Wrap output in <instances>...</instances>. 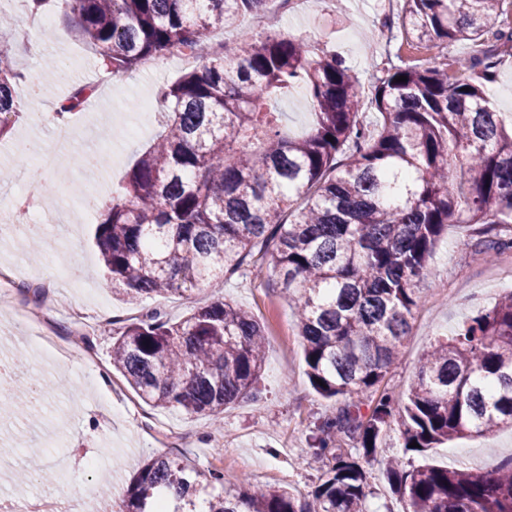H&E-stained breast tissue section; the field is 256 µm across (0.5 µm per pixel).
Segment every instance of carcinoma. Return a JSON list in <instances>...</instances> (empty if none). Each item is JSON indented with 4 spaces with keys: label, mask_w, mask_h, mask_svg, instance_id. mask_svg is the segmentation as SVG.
<instances>
[{
    "label": "carcinoma",
    "mask_w": 512,
    "mask_h": 512,
    "mask_svg": "<svg viewBox=\"0 0 512 512\" xmlns=\"http://www.w3.org/2000/svg\"><path fill=\"white\" fill-rule=\"evenodd\" d=\"M55 2L99 55L100 71L120 76L265 11L269 0ZM400 27L420 40H467L474 51L453 76L418 64L385 70L374 87L378 130L363 122L358 77L340 56L244 31L162 89L161 134L123 196L93 204L102 265L130 303L191 293L272 251L311 386L345 401L317 425L312 455L323 474L309 500L285 489L224 492L221 472L157 455L116 512H363L361 460L387 431L398 430L404 451L422 453L512 428V293L437 340L406 396L385 384L448 225H468L491 261L512 252V118L486 93L512 50L503 0H405ZM21 78L1 48L0 135L17 112ZM299 89L312 121L292 136L269 101ZM93 93L72 87L58 116ZM264 340L259 320L221 300L179 320L155 310L118 332L112 365L146 404L217 420L257 381ZM30 391L26 384L0 397V416L26 415ZM384 477L407 498V512H512V458L487 473L431 464L405 471L393 458Z\"/></svg>",
    "instance_id": "cac0c4a2"
}]
</instances>
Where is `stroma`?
Here are the masks:
<instances>
[{
  "label": "stroma",
  "mask_w": 512,
  "mask_h": 512,
  "mask_svg": "<svg viewBox=\"0 0 512 512\" xmlns=\"http://www.w3.org/2000/svg\"><path fill=\"white\" fill-rule=\"evenodd\" d=\"M403 10L404 0H346L344 13L336 14L325 0H316L308 10L281 12L276 30L336 52L366 86L384 69L403 62L440 68L470 52V44L464 41L410 47L399 25ZM4 40L26 81L16 88L20 112L12 119L10 133L0 138V169L6 168L17 140L51 146V116L57 101L68 92L69 79L91 78L99 69L92 48L58 20L40 51L29 50L14 33ZM186 70L179 60L165 58L152 72L139 69L120 76L112 88L98 91L85 110L73 116L70 164L36 174L38 183L53 186L36 220L42 228L40 260L23 258L22 225L0 229V270L21 264L36 274V287L56 300L57 313L48 335L65 351L58 361L44 357L33 342L36 328L18 321L16 310L24 305L27 294L16 288L0 305V363L9 368L4 385L11 388L33 378L66 381L48 399L35 403L30 417L0 418V497L75 492L95 507L99 485L108 483L115 492H123L143 462L160 454L183 456L199 468L220 471L228 488L282 487L307 499L319 483L321 469L307 462L310 444L317 424L335 413L337 403L318 395L309 382L303 346L270 255L254 254L247 268L192 296L173 294L132 304L113 295L98 262L95 216L72 190L73 185L84 186L92 180L98 199L119 193L139 154L160 130L158 112L142 116L139 102L159 101L160 86ZM104 140L112 141L113 148L103 165L81 168L78 155L97 151ZM469 240L468 227L454 224L433 248L430 274L419 285L424 303L388 375L396 391L407 390L419 359L435 339L451 335L474 312L493 307L512 291V253L489 263ZM219 298L251 312L266 325L269 336L258 384L225 409L220 423L173 408L151 407L116 371L108 387H100L97 372L110 369L112 339L122 327L152 308L177 320ZM74 303L100 305L107 320L88 340L70 334L68 311ZM20 351L25 361L14 363ZM36 453L45 455L44 469L29 482L17 483L15 471ZM509 456L512 431L508 429L476 440H453L430 449L425 457L404 452L396 432H388L375 460L366 466L365 508L367 512H406V501L390 492L382 476L389 459L401 458L407 470L429 461L487 472Z\"/></svg>",
  "instance_id": "35a3bbf8"
}]
</instances>
